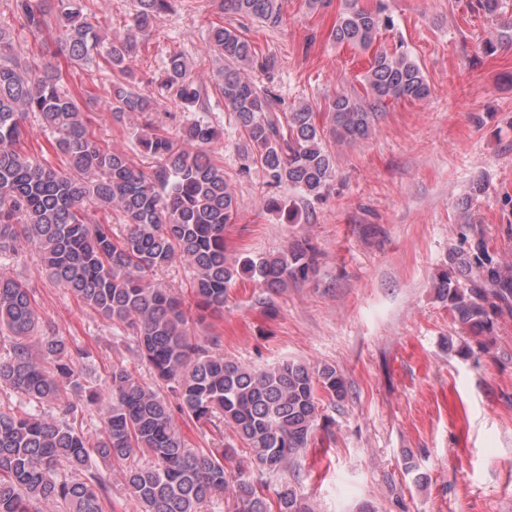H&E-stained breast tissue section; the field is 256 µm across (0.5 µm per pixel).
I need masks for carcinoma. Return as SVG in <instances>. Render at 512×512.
Masks as SVG:
<instances>
[{"instance_id":"carcinoma-1","label":"carcinoma","mask_w":512,"mask_h":512,"mask_svg":"<svg viewBox=\"0 0 512 512\" xmlns=\"http://www.w3.org/2000/svg\"><path fill=\"white\" fill-rule=\"evenodd\" d=\"M181 3L133 0L126 37L112 41L103 33L107 19L92 10L90 0H9L19 28L0 26V254L13 251L21 238L32 245L57 286L135 332L140 356L182 415L218 432L230 428L248 455L229 479V449L187 448L170 400L119 364L106 381L101 429L92 433L76 425L68 392L82 388L76 365L81 352L62 336L38 334L29 288L1 273L0 333L9 347L0 358V387L19 394L21 408L0 405V512H40V505L50 503L62 504L65 512H106L112 490L101 463L128 464L125 483L137 512H201L229 486L231 512H307L294 489L282 485L264 493L248 473L288 467L308 445L320 402L334 406L346 399L344 377L329 364L245 365L218 351L220 337L200 338L191 326L223 311L240 279L268 293L306 279L316 247L306 240L278 253L230 260L224 230L236 223L238 198L224 168L204 152L218 138L217 128L195 119L175 133H137L149 160L138 167L90 130L79 90L61 70L38 65L25 50V43L39 40L54 24L71 63L81 67L103 59L112 69L108 99L116 122L158 111L161 97L183 112L206 110L210 91L194 80L182 50L168 52L158 72L139 76L126 64ZM216 3L223 13L273 26L281 22L280 0ZM473 8L496 22L498 45L512 46V0H475ZM390 26L383 7L344 0L331 36L338 45L368 50ZM208 42L224 59L214 90L241 132L242 171L257 168L267 185L294 192L267 201L290 224L297 223L302 205L323 199L336 180L330 143L365 139L387 103L430 93L407 50L377 51L363 75L365 95L336 94L322 127L309 104L279 112L272 91L246 76L269 72L275 60L258 53L238 29L213 22ZM32 117L62 166L24 150ZM462 238L463 246L448 251L447 269L433 287L484 352L494 317L512 310V266L495 257L484 235ZM176 258L193 272L195 317L173 289L155 280ZM52 406L56 417L46 412ZM143 453L151 464L135 463Z\"/></svg>"}]
</instances>
